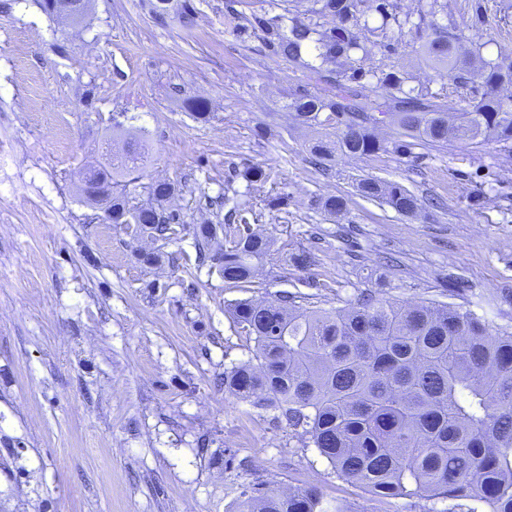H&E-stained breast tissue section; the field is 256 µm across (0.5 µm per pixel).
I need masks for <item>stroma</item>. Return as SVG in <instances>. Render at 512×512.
Instances as JSON below:
<instances>
[{
	"mask_svg": "<svg viewBox=\"0 0 512 512\" xmlns=\"http://www.w3.org/2000/svg\"><path fill=\"white\" fill-rule=\"evenodd\" d=\"M447 3L439 23L481 35L487 52L512 48L499 0ZM173 4L161 24L149 0H90L66 26L34 0H0V512H232L257 484L314 486L352 512H419L418 499L339 479L300 431L225 392V371L254 349L231 309L281 291L309 309L369 289L445 303L461 278L472 291L457 304L512 331V304L487 303L512 294V152L487 141L396 153L385 115V149L315 162L322 130L288 108L302 70L238 38L226 0ZM394 60L455 108V82L410 37ZM195 98L207 120L187 109ZM116 119L126 135H113ZM132 133L149 159L129 196L142 204L149 184L174 182L173 239L106 223L80 195L82 170ZM249 166L264 179H243ZM367 177L437 205L399 214L359 194ZM334 196L346 202L337 215L321 206ZM218 197L246 205L272 241L242 288L194 262V229L219 216Z\"/></svg>",
	"mask_w": 512,
	"mask_h": 512,
	"instance_id": "stroma-1",
	"label": "stroma"
}]
</instances>
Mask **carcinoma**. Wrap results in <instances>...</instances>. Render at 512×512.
<instances>
[{
    "mask_svg": "<svg viewBox=\"0 0 512 512\" xmlns=\"http://www.w3.org/2000/svg\"><path fill=\"white\" fill-rule=\"evenodd\" d=\"M281 12L243 14L228 0L237 32L259 39L273 56L301 68L322 87L299 85L288 107L306 126L336 130V151L367 156L382 149L370 130L376 123L365 94L367 78L387 91L384 106L405 134L430 146L512 142V49L482 53L484 43L460 37L437 21L444 0H373L381 24L372 26L366 0H280ZM411 37L428 66L465 86L480 79V98L461 97L455 120L424 86L406 87L408 77L388 63L397 48L391 30ZM380 64L365 69L371 50ZM328 63L336 69L326 70ZM144 148L128 149L105 165L86 169L84 201L103 209L105 221L134 226L155 239L178 234L180 215L162 202L172 184L149 187L153 202L130 203L120 179L142 168ZM366 199H382L400 214L424 201L400 185L376 178L359 182ZM236 221L232 246L215 248V227L195 230V262L211 261L224 282L243 287L254 261L269 251L270 238L255 233L245 209L228 211ZM234 321L254 336L250 360L224 373V391L254 407L277 412L302 430L336 472L374 496L440 499L443 512H512V331H490L488 320L454 303H398L375 292L360 293L334 310L296 305L286 291L260 302L242 300ZM237 512H350L324 502L314 487L288 493L241 494Z\"/></svg>",
    "mask_w": 512,
    "mask_h": 512,
    "instance_id": "1",
    "label": "carcinoma"
}]
</instances>
